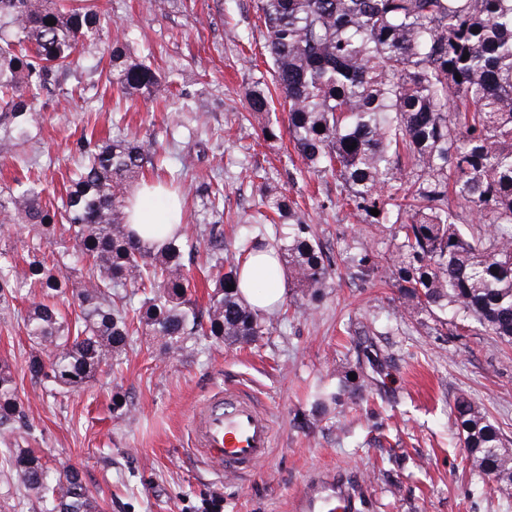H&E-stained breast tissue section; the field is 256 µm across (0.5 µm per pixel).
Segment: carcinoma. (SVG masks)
<instances>
[{"mask_svg": "<svg viewBox=\"0 0 512 512\" xmlns=\"http://www.w3.org/2000/svg\"><path fill=\"white\" fill-rule=\"evenodd\" d=\"M254 8L272 70V83L261 76L248 91L262 137L287 133L304 169L335 175L362 222L400 235L383 261L366 252L354 259L359 273L392 278L410 317L450 312L512 345V0H254ZM103 22L97 0H0L1 134L28 140L40 91L80 65ZM103 53L107 81L121 94L175 96L174 83L119 39ZM77 147L85 161L60 204L29 179L0 190V227L32 232L28 259L0 255V301L17 299L25 285L41 289L22 320L28 373L50 390H81L112 373L141 332L175 358L199 345L255 342L280 311L240 297L241 268L254 252L272 249L285 262L291 287L307 298L302 308L330 287L332 249L256 168V215L233 250L224 242V187H196V242L209 288L199 316L190 293L196 245H181L187 228L150 245L128 224V190L157 152L120 135L83 137ZM67 232L77 255L43 251ZM68 301L78 308L72 318L62 311ZM346 390L342 381L316 397L312 413H325ZM453 426L471 468L512 495V454L502 451L500 429L465 397L455 402ZM26 427L15 373L1 359L0 455L16 481L42 512H101L76 466L58 467L22 446Z\"/></svg>", "mask_w": 512, "mask_h": 512, "instance_id": "carcinoma-1", "label": "carcinoma"}]
</instances>
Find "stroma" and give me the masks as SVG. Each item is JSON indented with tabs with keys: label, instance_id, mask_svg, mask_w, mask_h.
Returning <instances> with one entry per match:
<instances>
[{
	"label": "stroma",
	"instance_id": "1",
	"mask_svg": "<svg viewBox=\"0 0 512 512\" xmlns=\"http://www.w3.org/2000/svg\"><path fill=\"white\" fill-rule=\"evenodd\" d=\"M101 8L132 56L171 76L182 97L122 99L97 65L99 45L87 43L84 67L43 92L30 140L0 139V187L38 178L54 198L82 161L83 132H121L170 151L186 224L195 222L199 180L223 182L230 245L234 225L252 221L259 189L249 173L262 167L333 247L338 270L313 311L290 315L255 344L172 359L143 333L120 372L78 392L30 379L21 307L1 305L0 359L16 371L28 447L78 466L103 512H204L212 498L219 512H292L315 475L360 485V512H512V496L470 469L452 426L456 398L468 396L512 448V346L441 327L426 312L400 315L395 288L351 267L354 254L390 253L395 240L343 207L334 177L296 169L288 139L262 143L258 124L243 120L251 80L270 66L252 0H184L166 15L148 12L143 0H101ZM228 22L243 43L226 41ZM348 376L371 385L369 398L345 399L312 419L316 388ZM229 388L250 392L274 431L267 460L233 475L202 459L190 436L196 406Z\"/></svg>",
	"mask_w": 512,
	"mask_h": 512
}]
</instances>
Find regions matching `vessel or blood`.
<instances>
[{
  "instance_id": "1",
  "label": "vessel or blood",
  "mask_w": 512,
  "mask_h": 512,
  "mask_svg": "<svg viewBox=\"0 0 512 512\" xmlns=\"http://www.w3.org/2000/svg\"><path fill=\"white\" fill-rule=\"evenodd\" d=\"M191 430L196 447L232 472L266 458L273 440L269 416L239 390L202 401L192 417ZM293 508L295 512H351L343 482L332 476L308 482Z\"/></svg>"
}]
</instances>
